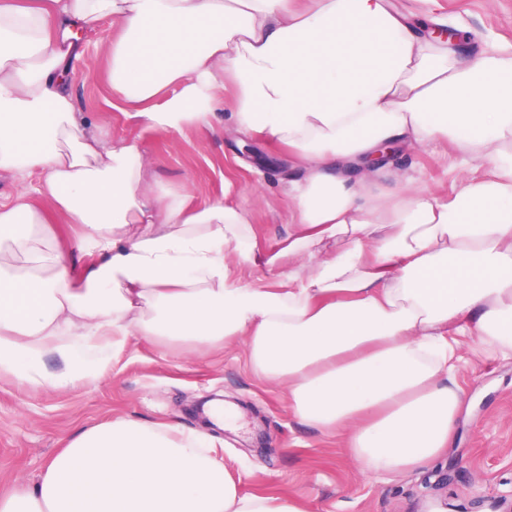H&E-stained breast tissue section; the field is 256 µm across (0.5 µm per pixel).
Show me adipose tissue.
<instances>
[{
	"mask_svg": "<svg viewBox=\"0 0 512 512\" xmlns=\"http://www.w3.org/2000/svg\"><path fill=\"white\" fill-rule=\"evenodd\" d=\"M46 0L0 5V376L66 386L107 372L127 337L186 349L246 345L294 412L342 434L366 472L423 467L448 446L462 404L458 355H512V43L459 55L393 0ZM109 21L105 104L145 130L212 128L219 77L230 115L294 150L288 243L258 253L246 207L223 197L188 210L146 182L138 139L92 131L76 112L68 57ZM460 141L463 178L441 198L389 163ZM49 199L84 225L51 243ZM345 238L318 256L311 244ZM93 247L82 275L74 254ZM287 265L260 284L230 260ZM54 354L63 370L46 373ZM0 512H304L246 494L210 439L117 419L84 429Z\"/></svg>",
	"mask_w": 512,
	"mask_h": 512,
	"instance_id": "adipose-tissue-1",
	"label": "adipose tissue"
}]
</instances>
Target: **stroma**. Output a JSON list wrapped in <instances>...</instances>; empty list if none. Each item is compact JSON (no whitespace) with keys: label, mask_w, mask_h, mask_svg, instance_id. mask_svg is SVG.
Wrapping results in <instances>:
<instances>
[{"label":"stroma","mask_w":512,"mask_h":512,"mask_svg":"<svg viewBox=\"0 0 512 512\" xmlns=\"http://www.w3.org/2000/svg\"><path fill=\"white\" fill-rule=\"evenodd\" d=\"M405 11L469 28L478 50L491 38L512 42V0H395ZM109 22L85 31L71 58L77 111L114 136L138 138L151 161L150 183L185 195L197 207L221 197L232 182L249 211L259 248L288 236L289 180L303 169L288 147L251 132L231 135L223 119L212 131L188 125L178 132H139L122 112L102 104L110 67ZM256 153H246L247 144ZM279 164L264 168L258 153ZM462 151L439 139L405 151L400 166L430 193L448 196ZM457 372L463 406L447 449L431 465L400 474H365L346 456L339 437L303 422L285 388L256 377L243 344L191 352L139 336L117 348L102 380L62 388L0 377V495L36 481L51 459L83 428L116 418L172 423L212 437L242 492L293 497L306 512H512V357L474 355L458 339ZM242 413V429L215 426L206 414L210 396Z\"/></svg>","instance_id":"35a3bbf8"}]
</instances>
